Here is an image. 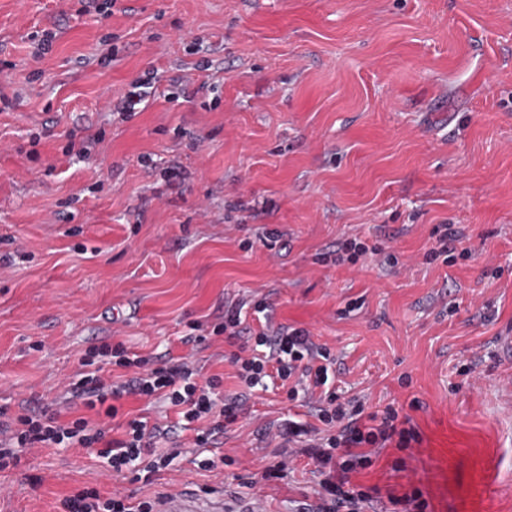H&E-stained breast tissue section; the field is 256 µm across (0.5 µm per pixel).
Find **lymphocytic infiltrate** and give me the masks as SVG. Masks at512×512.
Wrapping results in <instances>:
<instances>
[{
	"label": "lymphocytic infiltrate",
	"instance_id": "1",
	"mask_svg": "<svg viewBox=\"0 0 512 512\" xmlns=\"http://www.w3.org/2000/svg\"><path fill=\"white\" fill-rule=\"evenodd\" d=\"M241 324L240 308L225 310L222 330L225 342L233 347L229 362L239 392L218 396L219 378L200 379L197 366L188 358L159 363L128 352L123 344H104L82 360L80 379L64 392L66 405L81 404L84 415L69 420L57 409L18 415L9 428L7 443L0 445V469L19 465L26 448L94 447L113 474H129L151 485L180 451H157L156 443L164 437V429L147 426L135 417L125 422L121 437H110L109 423L118 416L124 398L133 396L147 403L164 400L179 408L186 424L198 427L195 446L209 448L238 424L246 394L263 385L265 379L276 377L285 383H308L320 392L316 424L291 421L278 431L289 441H309L315 447L313 460L322 480L312 512H372L380 499L379 488L358 484L354 477L372 466L387 443L408 447L415 438L413 430L399 426L394 407L370 412L359 398L340 399L329 382L336 357L329 348L314 343L308 329L265 325L245 338ZM103 357L113 358L116 367L131 371V378L123 381L106 375L99 363ZM61 506L64 512H154L155 502L150 498L132 502L118 492L104 496L86 488L64 498Z\"/></svg>",
	"mask_w": 512,
	"mask_h": 512
}]
</instances>
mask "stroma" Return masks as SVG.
Masks as SVG:
<instances>
[{
    "instance_id": "1",
    "label": "stroma",
    "mask_w": 512,
    "mask_h": 512,
    "mask_svg": "<svg viewBox=\"0 0 512 512\" xmlns=\"http://www.w3.org/2000/svg\"><path fill=\"white\" fill-rule=\"evenodd\" d=\"M148 75L154 104L112 115ZM0 91L8 417L55 408L105 342L194 355L236 390L216 328L261 300L331 349L339 394L409 417L415 441L381 449L358 483L418 491L427 512H512V0H0ZM437 224L463 225L471 258L427 261ZM265 226L283 233L274 247ZM354 235L397 264L325 260ZM244 409L211 449L165 402L123 406L170 426V492L302 512L320 477L274 431L312 422L310 393L274 383ZM217 453L229 464L199 468ZM282 459L286 477L263 483ZM84 486L153 493L94 451L34 448L0 470V512H61Z\"/></svg>"
}]
</instances>
